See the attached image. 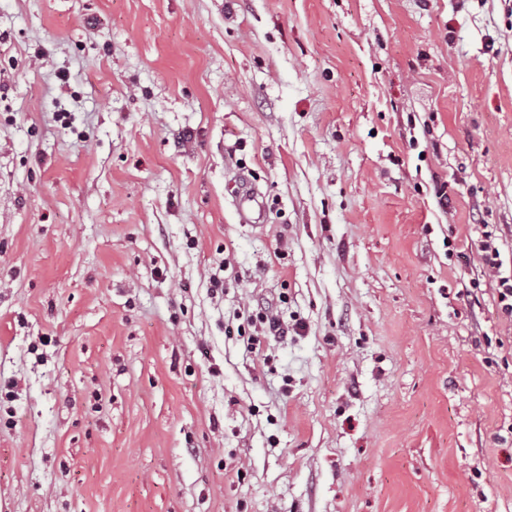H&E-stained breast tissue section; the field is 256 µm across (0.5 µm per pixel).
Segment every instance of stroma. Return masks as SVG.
Masks as SVG:
<instances>
[{
	"mask_svg": "<svg viewBox=\"0 0 512 512\" xmlns=\"http://www.w3.org/2000/svg\"><path fill=\"white\" fill-rule=\"evenodd\" d=\"M509 276L512 0H0V512H512ZM263 204L253 193H245L239 198V216L242 223L257 224L262 219ZM259 322L263 325V329L271 336H285L288 335V325L280 318L277 313L272 311H259L256 316H250V323L256 324Z\"/></svg>",
	"mask_w": 512,
	"mask_h": 512,
	"instance_id": "35a3bbf8",
	"label": "stroma"
}]
</instances>
